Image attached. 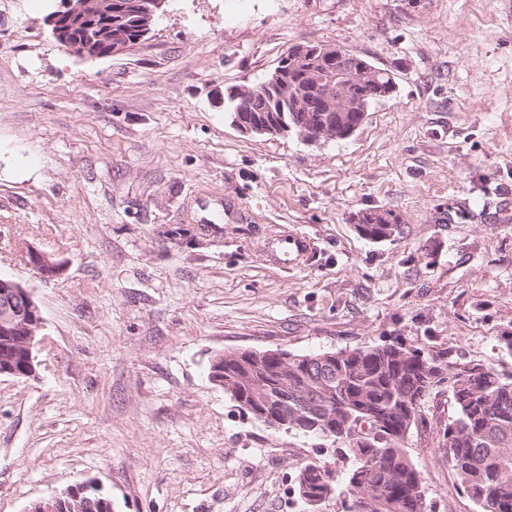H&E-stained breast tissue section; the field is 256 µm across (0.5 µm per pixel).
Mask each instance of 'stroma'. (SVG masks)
<instances>
[{"mask_svg": "<svg viewBox=\"0 0 512 512\" xmlns=\"http://www.w3.org/2000/svg\"><path fill=\"white\" fill-rule=\"evenodd\" d=\"M55 6L0 0V276L44 318L35 376H0V512L90 479L114 512H347L296 476L352 457L242 411L208 377L227 350L399 341L512 375V0H167L97 59L52 38ZM299 44L367 57L392 96L342 140L238 131L225 90ZM197 193L224 198L214 231ZM366 210L399 235L362 236ZM283 227L316 244L293 271L264 250ZM425 408L406 446L434 512H476L437 447L447 394Z\"/></svg>", "mask_w": 512, "mask_h": 512, "instance_id": "obj_1", "label": "stroma"}]
</instances>
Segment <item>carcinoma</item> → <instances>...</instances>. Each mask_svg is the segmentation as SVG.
Here are the masks:
<instances>
[{"mask_svg": "<svg viewBox=\"0 0 512 512\" xmlns=\"http://www.w3.org/2000/svg\"><path fill=\"white\" fill-rule=\"evenodd\" d=\"M307 63L329 76L336 64L312 47ZM283 81L303 83L301 68L283 59ZM276 91L249 96L251 115L278 111ZM293 129L316 127L332 117L320 111L313 92L289 97L285 108ZM372 211L359 216V232L371 240H386L398 224L371 223ZM447 353L405 348L399 342L316 354L292 355L288 365L269 358L256 360L246 351H226L214 358L224 366L221 384L234 401L267 406L288 414L303 434L324 436L318 420L335 417L330 439L355 459L344 488L332 471L312 462L297 475L299 496L316 506L335 494L351 499L350 512H431L422 471L409 455L410 433L427 424L425 401L448 391L453 416L437 422L438 448L478 512H512V376L505 377L482 363L450 362ZM9 364L18 379H26L36 364L26 351L7 345L0 336V366ZM363 420L385 438L364 448L352 446L350 429Z\"/></svg>", "mask_w": 512, "mask_h": 512, "instance_id": "carcinoma-1", "label": "carcinoma"}]
</instances>
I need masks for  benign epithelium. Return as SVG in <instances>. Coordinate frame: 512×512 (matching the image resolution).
<instances>
[{
  "instance_id": "obj_1",
  "label": "benign epithelium",
  "mask_w": 512,
  "mask_h": 512,
  "mask_svg": "<svg viewBox=\"0 0 512 512\" xmlns=\"http://www.w3.org/2000/svg\"><path fill=\"white\" fill-rule=\"evenodd\" d=\"M166 0H130L131 16L139 30L137 41H142L150 32L154 19ZM115 14L113 0H58L54 11L48 14L47 24L57 42L69 52L80 57L101 58L126 51L133 47L127 39H112V16ZM336 60L343 66L336 72V78L314 80L315 91L328 111L336 113V127L342 128L341 137L353 134L361 122H348V115L356 112L365 116L369 101L363 97L352 101L342 92L344 83L350 81L371 86L379 81V70L374 67H354L350 53L338 48ZM249 88H236L227 92L226 99L231 103L227 108L231 125L244 134L285 135L291 131L288 117L284 112L270 118L245 117L243 102ZM29 261L44 277L55 273L56 265L48 257L31 252ZM43 327V317L39 305L23 285L12 278L0 277V335L23 337L22 346L33 353L35 341ZM86 488L68 486L55 491L50 496L33 503V512H58L63 503H74L75 512H92V500L85 496Z\"/></svg>"
}]
</instances>
